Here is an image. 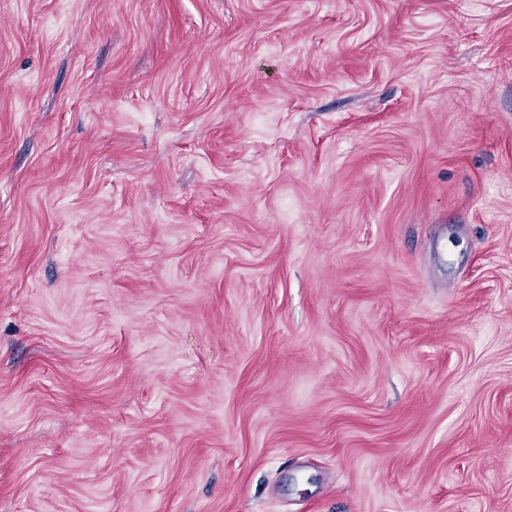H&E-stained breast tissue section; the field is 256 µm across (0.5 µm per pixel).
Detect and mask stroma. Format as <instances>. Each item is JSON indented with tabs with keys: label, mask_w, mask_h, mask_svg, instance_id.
I'll use <instances>...</instances> for the list:
<instances>
[{
	"label": "stroma",
	"mask_w": 512,
	"mask_h": 512,
	"mask_svg": "<svg viewBox=\"0 0 512 512\" xmlns=\"http://www.w3.org/2000/svg\"><path fill=\"white\" fill-rule=\"evenodd\" d=\"M0 512H512V0H0Z\"/></svg>",
	"instance_id": "35a3bbf8"
}]
</instances>
